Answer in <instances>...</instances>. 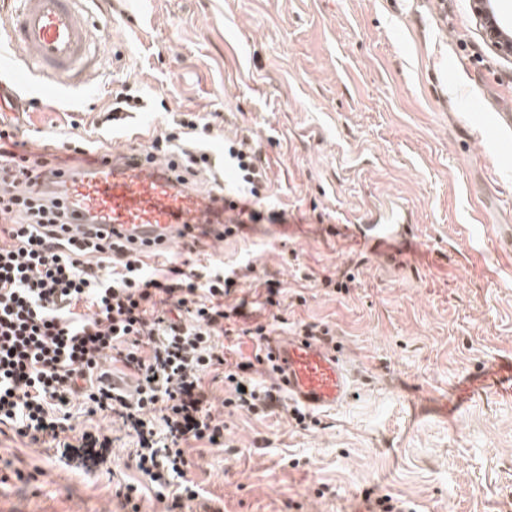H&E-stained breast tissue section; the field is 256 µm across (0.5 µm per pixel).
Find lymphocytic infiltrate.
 Wrapping results in <instances>:
<instances>
[{
    "mask_svg": "<svg viewBox=\"0 0 512 512\" xmlns=\"http://www.w3.org/2000/svg\"><path fill=\"white\" fill-rule=\"evenodd\" d=\"M219 124L218 113H183L175 129L155 137L150 156L171 161L188 182L208 154L200 147ZM12 130L0 128V424L20 439L52 450L65 466L96 472L112 459V439L100 431L74 434L75 411L118 423L135 443V467L164 512H185L200 495L189 478L184 444H224V421L211 411L207 374L220 371L224 405L265 417L280 407L275 387L262 385L250 361L228 363L215 338L248 336L264 346L281 315L239 326L245 271L203 265L195 242L185 258L149 268L141 254L98 230L68 236L70 216L43 189L56 155L7 149ZM240 196L251 223H286L284 210L265 207L267 171L248 139L228 142ZM135 379L133 393L106 380L105 362Z\"/></svg>",
    "mask_w": 512,
    "mask_h": 512,
    "instance_id": "f902f5d3",
    "label": "lymphocytic infiltrate"
}]
</instances>
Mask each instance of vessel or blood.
<instances>
[{
  "mask_svg": "<svg viewBox=\"0 0 512 512\" xmlns=\"http://www.w3.org/2000/svg\"><path fill=\"white\" fill-rule=\"evenodd\" d=\"M85 0H13L8 24L12 43L29 51V71L49 88L85 85L98 62L99 39L84 8ZM49 192L75 212L74 235L107 227L113 237L144 253L171 246L199 228L223 239L234 226L240 207L217 194H204L180 184L168 162L143 154L104 153L94 166L49 175ZM416 228L400 211L368 208L350 223L336 227L339 239L358 237L366 243L367 258L387 253L390 246L414 239ZM268 353L276 368L278 387L309 411H328L350 394L342 357L312 336H274Z\"/></svg>",
  "mask_w": 512,
  "mask_h": 512,
  "instance_id": "b4317fda",
  "label": "vessel or blood"
}]
</instances>
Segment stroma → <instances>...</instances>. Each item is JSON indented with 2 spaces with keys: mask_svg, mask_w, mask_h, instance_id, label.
Segmentation results:
<instances>
[{
  "mask_svg": "<svg viewBox=\"0 0 512 512\" xmlns=\"http://www.w3.org/2000/svg\"><path fill=\"white\" fill-rule=\"evenodd\" d=\"M100 60L85 95L4 109L19 146L70 139L136 149L132 135L170 132L173 114L222 113L208 143L248 137L286 230L260 229L202 259L253 263L280 282L279 335L333 329L351 395L299 425L224 407L207 382L225 445L192 443V512H351L391 496L406 512H512V400L494 378L454 413L455 388L512 361V57L485 41L467 0H87ZM129 84L145 111L103 123ZM392 201L414 215L411 263L362 261L325 232L345 214ZM348 274L345 290L324 277ZM131 438L110 472L85 475L0 434V512H130L117 483L141 479ZM29 481L17 479V472Z\"/></svg>",
  "mask_w": 512,
  "mask_h": 512,
  "instance_id": "35a3bbf8",
  "label": "stroma"
}]
</instances>
